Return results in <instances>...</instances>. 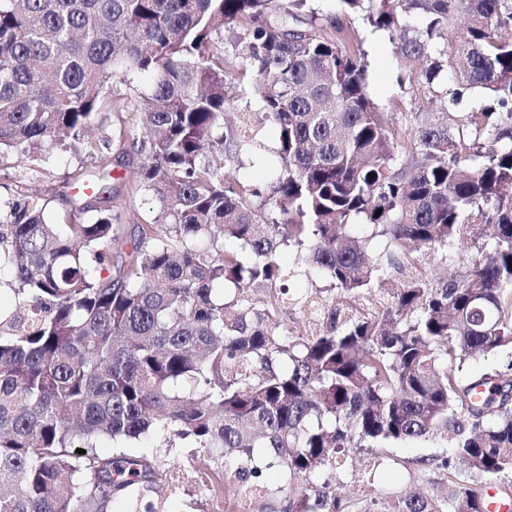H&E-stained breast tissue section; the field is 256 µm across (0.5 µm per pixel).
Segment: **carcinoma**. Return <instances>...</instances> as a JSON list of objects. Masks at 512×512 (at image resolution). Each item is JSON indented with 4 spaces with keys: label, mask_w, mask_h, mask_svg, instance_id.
Masks as SVG:
<instances>
[{
    "label": "carcinoma",
    "mask_w": 512,
    "mask_h": 512,
    "mask_svg": "<svg viewBox=\"0 0 512 512\" xmlns=\"http://www.w3.org/2000/svg\"><path fill=\"white\" fill-rule=\"evenodd\" d=\"M0 0V158L56 150L111 162L95 128L119 126L106 95L150 83L138 188L160 203L130 261L114 196L63 233L39 197L0 201V512H109L159 481L152 457L102 455L156 430L216 454L280 461L309 480L351 448L439 436L470 475L512 474V363L462 380L476 356L512 350V0ZM385 31L406 99L444 111L396 125L368 91L340 17ZM232 55L257 109L224 123ZM255 154L263 184L240 179ZM482 218L494 253L431 284L421 249L448 250ZM406 248L368 258L376 238ZM232 240L238 248L228 250ZM290 251L292 263L281 255ZM399 288L360 310L356 298ZM342 296L317 325L288 319L289 281ZM85 453H77V449ZM282 512H345L329 486ZM388 512H482L469 482L413 492Z\"/></svg>",
    "instance_id": "cac0c4a2"
}]
</instances>
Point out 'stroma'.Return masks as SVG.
<instances>
[{"instance_id":"1","label":"stroma","mask_w":512,"mask_h":512,"mask_svg":"<svg viewBox=\"0 0 512 512\" xmlns=\"http://www.w3.org/2000/svg\"><path fill=\"white\" fill-rule=\"evenodd\" d=\"M357 38L367 54L370 64L369 90L373 100L382 108H389L400 98L402 91L397 84L399 66L387 34L358 28ZM147 87L142 77L130 83L114 84L113 95L125 98L128 103L125 128L110 126L105 130L110 138L107 155L112 162V188L119 191L123 205L120 235L125 240L124 255H131L130 244L133 228L146 224L155 216L157 205L145 192H134L139 180L142 157L132 145L136 131L143 119L144 102L141 91ZM90 159H78L71 154L54 152L46 169H38L16 162L14 157L0 158V198L8 200L21 193H39L47 204L49 219L56 224L71 221V196L82 188L75 172L81 167H91ZM463 267L459 246L449 247L447 253L423 251L418 255V268L431 283L452 279ZM125 455L156 456L168 476H181V487L163 486L161 492L144 493V500L153 503L156 512H233L234 496L212 498L201 488L200 473L196 466L197 450L189 441L166 445L159 434H151L127 444ZM450 450L445 441L426 439L388 445L379 451L368 448L346 452L341 466L331 470L329 485L347 512H385L392 500L419 490L446 489L448 474L435 468V460L448 457ZM254 463L261 471L263 493L253 503V512H279L281 503L304 489L301 481L292 480L287 470L269 463L262 454H255Z\"/></svg>"}]
</instances>
